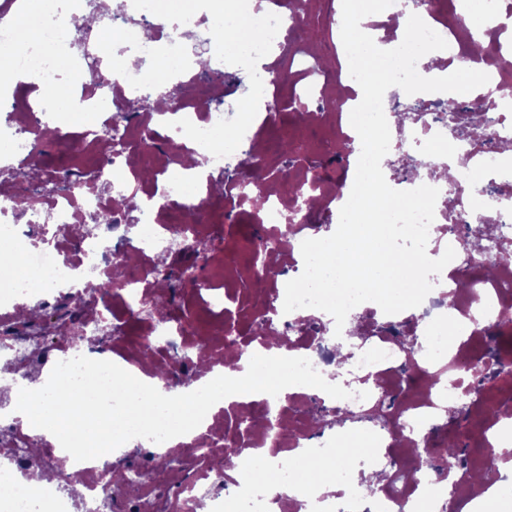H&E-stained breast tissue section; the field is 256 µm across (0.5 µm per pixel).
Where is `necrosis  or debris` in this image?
Segmentation results:
<instances>
[{
	"label": "necrosis or debris",
	"instance_id": "4bbe7bcc",
	"mask_svg": "<svg viewBox=\"0 0 512 512\" xmlns=\"http://www.w3.org/2000/svg\"><path fill=\"white\" fill-rule=\"evenodd\" d=\"M27 0H0V50L11 53V73L0 76V171L19 173L33 159H53L36 183L26 209L14 192L0 191V242L27 269L13 277L0 263V358L27 354L33 337H43L35 357L40 375L83 355L112 361L141 381L169 386L173 379L206 383L192 362L203 356L211 367L276 355L272 334L288 338L285 354L308 358L319 373L338 363L353 376L348 399H333L306 386L278 396L264 393L227 397L208 412L186 441L161 444L136 439L143 464L156 456L172 461L151 476L140 498L127 501L120 485L105 489L101 459L78 462L58 440L0 407V512H197L208 499L210 512H419L426 496L439 499V512H474L473 502L503 485L512 450L463 464L449 463L440 450L446 437L489 447L502 442L512 421V363L500 338L512 334V175L499 174L502 143L512 141V77L504 71L502 19L512 0H483L488 22L483 41L494 56L473 57L462 48L455 21L446 20L442 0H414L425 23L447 49L423 56L420 74L476 68L489 76L485 86L461 98L449 118L441 98L402 111L397 98L383 100L391 132L381 168L388 184L408 190L438 188L427 252L453 247L444 279L447 290L431 291L416 308L387 315L372 302L349 313L360 343L337 361L333 331L323 311L284 312L283 282L303 270L300 244L322 237L339 220L351 189L361 142L351 127V110L362 99L349 75L341 41V0H319L307 11L304 0H230L216 11L210 0H116L96 22L75 29L89 0H51L29 16ZM247 26L262 40L247 41L237 60H221L223 30ZM184 29L205 32L215 73L237 76L259 65L247 102L240 139L257 147L253 160L235 150H214L212 136L225 123L223 83L205 80L196 54L180 40ZM136 55L138 64L112 74L113 50ZM67 56L66 70L57 60ZM66 87L75 112L97 115L84 125L63 118L53 106ZM483 104L471 118L473 104ZM307 112L308 121L295 112ZM284 136L300 157L286 168L277 137ZM241 176L215 197L210 186L225 172ZM454 172L447 180L446 172ZM276 178V192L264 208L247 206L244 186ZM315 197L319 208L300 204ZM124 208L112 209L114 198ZM111 212L98 233L76 228ZM209 246V267L194 282L167 291L158 288L163 259L177 260ZM88 275L104 283L103 298L78 300L74 280ZM266 284L255 293L252 284ZM38 297L50 317L30 325L19 317L25 301ZM170 307L162 322L152 304ZM265 321V333L253 330ZM465 337L448 346V327ZM150 346L153 355L142 360ZM367 399H358V392ZM327 403L330 415L311 424L303 410L311 398ZM461 405L466 418L450 421ZM359 424L370 439L369 453L384 477L378 493L362 473L343 467L331 476H313L303 494L290 457L322 459L336 454L335 415ZM38 449L37 459L27 449ZM61 470L77 486L69 493L52 483L32 494L27 481L35 468ZM484 473L481 481L473 473Z\"/></svg>",
	"mask_w": 512,
	"mask_h": 512
}]
</instances>
